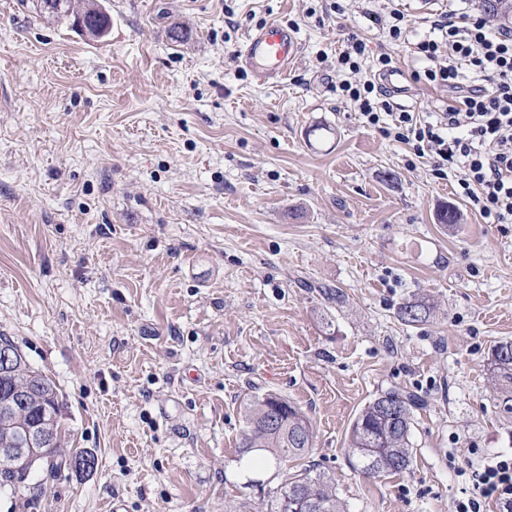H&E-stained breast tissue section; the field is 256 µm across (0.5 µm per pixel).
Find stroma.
Wrapping results in <instances>:
<instances>
[{"label":"stroma","instance_id":"stroma-1","mask_svg":"<svg viewBox=\"0 0 512 512\" xmlns=\"http://www.w3.org/2000/svg\"><path fill=\"white\" fill-rule=\"evenodd\" d=\"M101 3L94 41L0 0V336L53 381L67 455L96 460L38 467L0 512H271L301 464L240 454L243 404L267 393L309 417L348 512H453L469 464L512 453L490 367L512 341V224L336 90L357 34L404 71L399 104L442 110L420 32L389 45L377 0ZM271 21L301 54L263 83L237 51ZM451 204L461 222L439 223ZM413 296L428 322L398 320ZM391 389L424 399L413 464L366 478L350 427Z\"/></svg>","mask_w":512,"mask_h":512}]
</instances>
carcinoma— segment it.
I'll return each instance as SVG.
<instances>
[{
  "label": "carcinoma",
  "instance_id": "carcinoma-1",
  "mask_svg": "<svg viewBox=\"0 0 512 512\" xmlns=\"http://www.w3.org/2000/svg\"><path fill=\"white\" fill-rule=\"evenodd\" d=\"M61 8L50 9L48 0H37L36 9L58 18L94 19L85 32L101 38L110 28V19L98 8L97 0H62ZM435 306L424 297L406 300L398 308V317L410 325L433 317ZM493 371L507 383L512 382V342H501L492 351ZM37 381L28 405L19 408L9 418L0 416V445L14 448L18 431L31 425L42 415L59 411L57 393L51 381L32 370L26 360L17 362L12 377H0V404L13 391L25 390ZM422 405V397L414 392L387 391L369 402L350 428L349 452L356 458L360 471L366 475L402 474L413 461L410 431L413 409ZM279 407L282 414L275 425L267 422V410ZM246 429L241 439V453L265 451L274 464L305 456L314 438L310 420L294 404L275 394H265L250 400L245 407ZM274 512H346L336 494L332 478L306 468L288 478L279 496L272 503Z\"/></svg>",
  "mask_w": 512,
  "mask_h": 512
}]
</instances>
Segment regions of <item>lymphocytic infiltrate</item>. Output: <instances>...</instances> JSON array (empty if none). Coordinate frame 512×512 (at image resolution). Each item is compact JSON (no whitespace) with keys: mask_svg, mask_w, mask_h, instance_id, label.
<instances>
[{"mask_svg":"<svg viewBox=\"0 0 512 512\" xmlns=\"http://www.w3.org/2000/svg\"><path fill=\"white\" fill-rule=\"evenodd\" d=\"M428 82L446 86L450 99L434 119L396 109L375 80H341L338 89L357 104L366 124L411 145L435 171L454 166L470 205L495 224H512V28L493 26L480 13L443 11L417 44ZM512 512V454L484 458L472 488L455 512H482L487 501Z\"/></svg>","mask_w":512,"mask_h":512,"instance_id":"lymphocytic-infiltrate-1","label":"lymphocytic infiltrate"}]
</instances>
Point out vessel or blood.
<instances>
[{
  "label": "vessel or blood",
  "mask_w": 512,
  "mask_h": 512,
  "mask_svg": "<svg viewBox=\"0 0 512 512\" xmlns=\"http://www.w3.org/2000/svg\"><path fill=\"white\" fill-rule=\"evenodd\" d=\"M300 51L293 28L270 22L247 36L239 57L257 80L266 82L285 78Z\"/></svg>",
  "instance_id": "vessel-or-blood-1"
}]
</instances>
